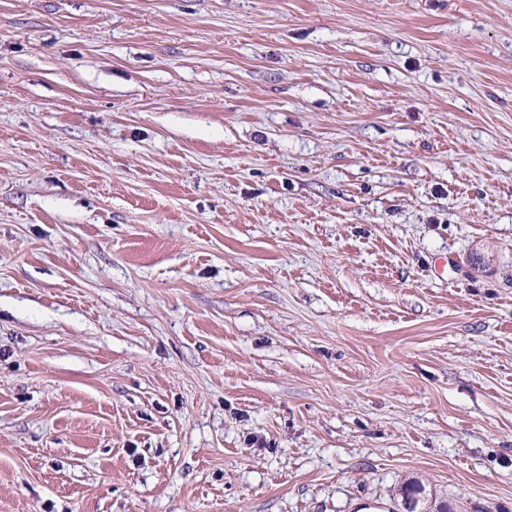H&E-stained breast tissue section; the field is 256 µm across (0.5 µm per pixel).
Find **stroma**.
Segmentation results:
<instances>
[{
  "label": "stroma",
  "instance_id": "obj_1",
  "mask_svg": "<svg viewBox=\"0 0 512 512\" xmlns=\"http://www.w3.org/2000/svg\"><path fill=\"white\" fill-rule=\"evenodd\" d=\"M512 512V0H0V512Z\"/></svg>",
  "mask_w": 512,
  "mask_h": 512
}]
</instances>
